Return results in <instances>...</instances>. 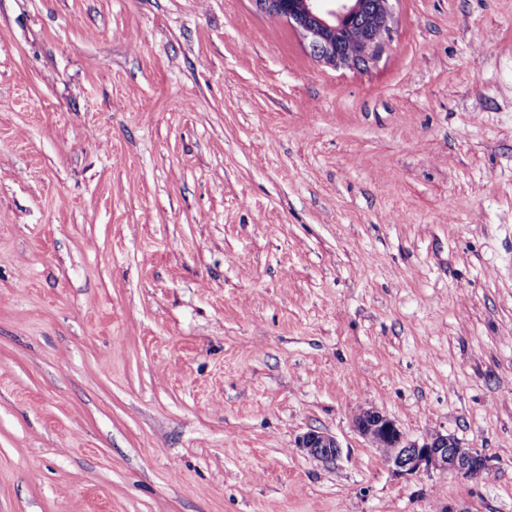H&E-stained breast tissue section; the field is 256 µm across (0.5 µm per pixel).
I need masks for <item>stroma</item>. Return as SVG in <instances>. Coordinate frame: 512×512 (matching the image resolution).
Returning a JSON list of instances; mask_svg holds the SVG:
<instances>
[{
  "instance_id": "obj_1",
  "label": "stroma",
  "mask_w": 512,
  "mask_h": 512,
  "mask_svg": "<svg viewBox=\"0 0 512 512\" xmlns=\"http://www.w3.org/2000/svg\"><path fill=\"white\" fill-rule=\"evenodd\" d=\"M391 5L336 69L254 0H0V512H512V0ZM355 427L372 447L386 451L387 462L399 476L432 470L478 479L490 468L481 450L466 448L448 433L429 434L422 443L408 440L393 419L374 408L362 409ZM297 448L322 463H335L342 456V447L336 438L326 432L309 430L297 439Z\"/></svg>"
}]
</instances>
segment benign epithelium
<instances>
[{"mask_svg": "<svg viewBox=\"0 0 512 512\" xmlns=\"http://www.w3.org/2000/svg\"><path fill=\"white\" fill-rule=\"evenodd\" d=\"M264 13L285 19L308 40L310 53L334 67H353L359 59L370 63L384 50L391 33L390 0H377L376 23L366 32L341 35L340 22L365 8V0H262ZM355 427L374 447L386 451V460L399 476L421 471L450 473L478 479L489 470L488 458L477 448H467L449 434L435 432L423 442L410 441L386 414L365 408L355 418ZM297 447L322 463H335L342 456L336 438L326 432L309 430L297 439Z\"/></svg>", "mask_w": 512, "mask_h": 512, "instance_id": "obj_1", "label": "benign epithelium"}]
</instances>
